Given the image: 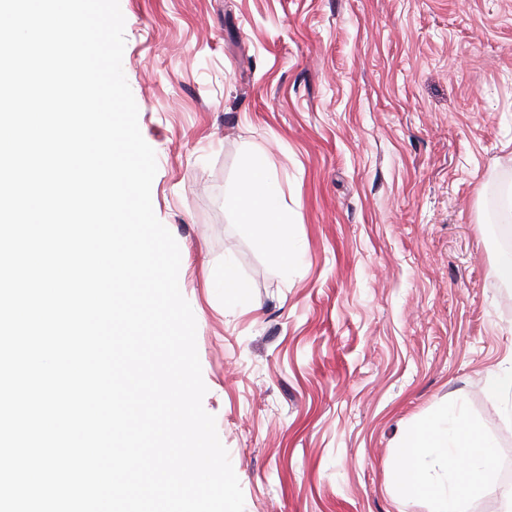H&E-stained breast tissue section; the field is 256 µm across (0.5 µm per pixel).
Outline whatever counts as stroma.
<instances>
[{"instance_id":"obj_1","label":"stroma","mask_w":512,"mask_h":512,"mask_svg":"<svg viewBox=\"0 0 512 512\" xmlns=\"http://www.w3.org/2000/svg\"><path fill=\"white\" fill-rule=\"evenodd\" d=\"M154 213L245 512H433L393 478L451 405L512 500V0H120ZM297 258L239 216L255 154ZM232 271L243 293L224 288Z\"/></svg>"}]
</instances>
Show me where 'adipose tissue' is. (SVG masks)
Masks as SVG:
<instances>
[{
  "instance_id": "obj_1",
  "label": "adipose tissue",
  "mask_w": 512,
  "mask_h": 512,
  "mask_svg": "<svg viewBox=\"0 0 512 512\" xmlns=\"http://www.w3.org/2000/svg\"><path fill=\"white\" fill-rule=\"evenodd\" d=\"M240 211L247 223L273 241L282 263L295 252L288 246V228L278 211V193L262 160H255L240 187ZM401 461L396 478L409 493L431 499L436 512H463L464 501L490 487L491 441L460 421L454 408L431 414L400 438Z\"/></svg>"
}]
</instances>
